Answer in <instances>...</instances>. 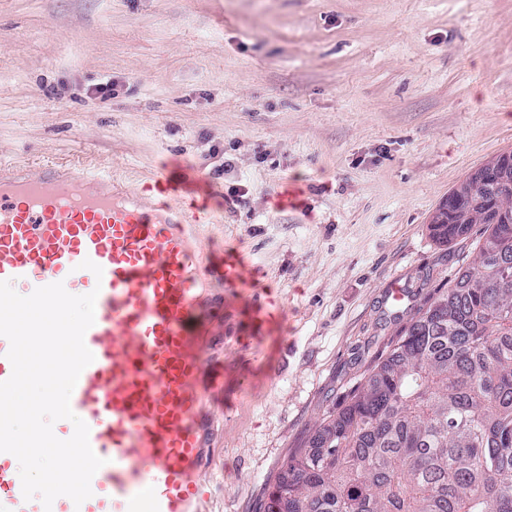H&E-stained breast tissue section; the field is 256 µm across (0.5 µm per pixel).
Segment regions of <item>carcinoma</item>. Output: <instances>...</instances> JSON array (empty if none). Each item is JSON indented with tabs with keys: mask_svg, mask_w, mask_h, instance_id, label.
Returning a JSON list of instances; mask_svg holds the SVG:
<instances>
[{
	"mask_svg": "<svg viewBox=\"0 0 512 512\" xmlns=\"http://www.w3.org/2000/svg\"><path fill=\"white\" fill-rule=\"evenodd\" d=\"M474 173L432 224L471 263L397 333L387 356L269 483L263 512H512V213Z\"/></svg>",
	"mask_w": 512,
	"mask_h": 512,
	"instance_id": "obj_1",
	"label": "carcinoma"
}]
</instances>
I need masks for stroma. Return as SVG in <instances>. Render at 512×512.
<instances>
[{
  "instance_id": "35a3bbf8",
  "label": "stroma",
  "mask_w": 512,
  "mask_h": 512,
  "mask_svg": "<svg viewBox=\"0 0 512 512\" xmlns=\"http://www.w3.org/2000/svg\"><path fill=\"white\" fill-rule=\"evenodd\" d=\"M505 151L512 0H0V166L84 165L210 213L208 263L251 272L200 315L211 512H255L464 267L484 225L441 246L429 221ZM252 293L281 306L263 337ZM220 278L224 280L225 288H249V270L240 258L234 254L224 257V267L220 271Z\"/></svg>"
}]
</instances>
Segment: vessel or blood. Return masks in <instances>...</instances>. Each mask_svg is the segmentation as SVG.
I'll list each match as a JSON object with an SVG mask.
<instances>
[{"instance_id": "1", "label": "vessel or blood", "mask_w": 512, "mask_h": 512, "mask_svg": "<svg viewBox=\"0 0 512 512\" xmlns=\"http://www.w3.org/2000/svg\"><path fill=\"white\" fill-rule=\"evenodd\" d=\"M199 217L158 204L93 170L0 169V280L16 292L63 283L74 295L96 293L84 342L94 360L70 398L105 464L82 503L57 497L51 507L25 499L17 458L0 452V512H207L214 486L206 475L199 310L209 295L198 244ZM102 276L84 269V260ZM225 287L250 285L236 255L224 258ZM254 327L278 320L272 301L251 305Z\"/></svg>"}]
</instances>
